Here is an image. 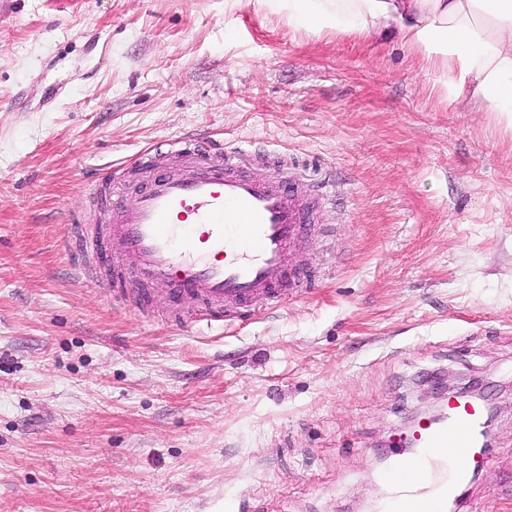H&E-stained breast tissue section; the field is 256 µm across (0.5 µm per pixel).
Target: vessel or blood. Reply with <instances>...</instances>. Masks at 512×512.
<instances>
[{"instance_id":"1","label":"vessel or blood","mask_w":512,"mask_h":512,"mask_svg":"<svg viewBox=\"0 0 512 512\" xmlns=\"http://www.w3.org/2000/svg\"><path fill=\"white\" fill-rule=\"evenodd\" d=\"M134 169L133 206L122 179L107 172L85 184L86 210L66 215L74 236L64 250L79 251V273L115 300L142 313L194 309L199 329L315 287L292 255L319 220L316 201L335 196V181L308 188L285 171L249 175L194 136L145 151ZM127 254L138 260L134 269L123 263ZM485 422L480 405L455 398L444 422L419 424L417 454L397 457L384 475L381 512H447L449 497L487 460L478 444Z\"/></svg>"}]
</instances>
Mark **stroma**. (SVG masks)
I'll use <instances>...</instances> for the list:
<instances>
[{
	"label": "stroma",
	"mask_w": 512,
	"mask_h": 512,
	"mask_svg": "<svg viewBox=\"0 0 512 512\" xmlns=\"http://www.w3.org/2000/svg\"><path fill=\"white\" fill-rule=\"evenodd\" d=\"M433 81L251 0H0V512H376L445 373L496 413L456 512H512V134ZM180 135L335 177L318 288L197 331L76 272L85 184Z\"/></svg>",
	"instance_id": "35a3bbf8"
}]
</instances>
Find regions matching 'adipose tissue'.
Returning <instances> with one entry per match:
<instances>
[{"instance_id": "1", "label": "adipose tissue", "mask_w": 512, "mask_h": 512, "mask_svg": "<svg viewBox=\"0 0 512 512\" xmlns=\"http://www.w3.org/2000/svg\"><path fill=\"white\" fill-rule=\"evenodd\" d=\"M296 30L395 42L435 75L434 92L463 112H495L512 128V0H257Z\"/></svg>"}]
</instances>
